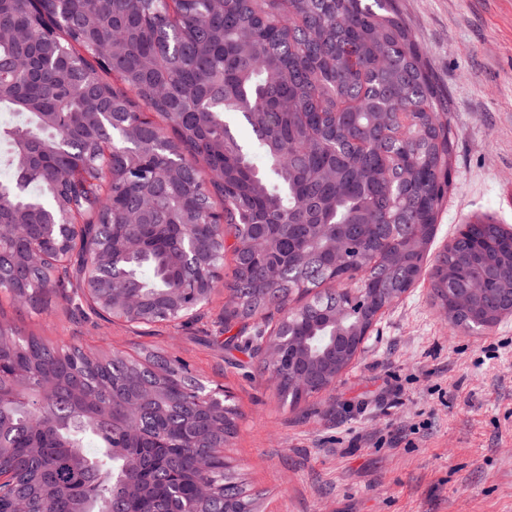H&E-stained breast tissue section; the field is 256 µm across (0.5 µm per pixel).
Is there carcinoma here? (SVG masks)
Listing matches in <instances>:
<instances>
[{
	"instance_id": "cac0c4a2",
	"label": "carcinoma",
	"mask_w": 512,
	"mask_h": 512,
	"mask_svg": "<svg viewBox=\"0 0 512 512\" xmlns=\"http://www.w3.org/2000/svg\"><path fill=\"white\" fill-rule=\"evenodd\" d=\"M1 111L16 120L0 127V224L32 231L0 234V296L35 311L69 287L85 296L36 253L64 214L112 226L105 256L131 233L149 240L112 285L144 309L89 304L104 320L186 316L229 251L224 331L260 323L226 345L263 368L279 349V397L295 408L315 388L293 376H340L426 267L440 303L484 279L461 328L512 309V231L476 220L432 260L410 238L414 224L435 230L448 200L455 134L397 0H0ZM212 169L223 181H206ZM148 184L155 197L132 224ZM200 387L157 349L96 354L0 326V512H258L220 451L237 413L199 417Z\"/></svg>"
}]
</instances>
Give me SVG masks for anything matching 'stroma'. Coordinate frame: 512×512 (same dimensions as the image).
Here are the masks:
<instances>
[{
  "mask_svg": "<svg viewBox=\"0 0 512 512\" xmlns=\"http://www.w3.org/2000/svg\"><path fill=\"white\" fill-rule=\"evenodd\" d=\"M448 96L456 133L448 203L432 253L461 224L512 228V0H399ZM217 288L201 320L169 328L80 318L59 297L35 313L0 303V322L51 343L138 358L161 348L238 412L224 455L260 512H512V318L454 326L421 282L373 327L328 392L283 406L269 374L228 363Z\"/></svg>",
  "mask_w": 512,
  "mask_h": 512,
  "instance_id": "obj_1",
  "label": "stroma"
}]
</instances>
